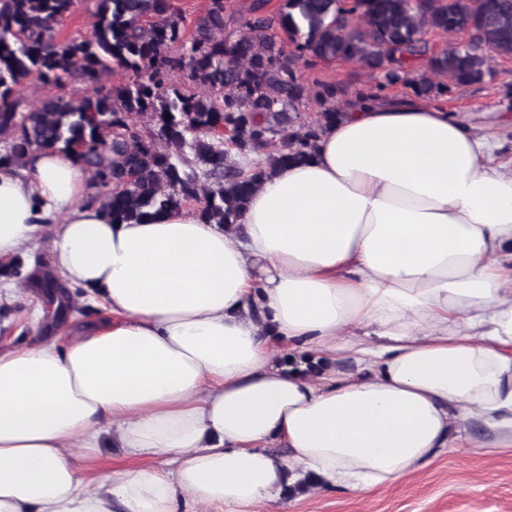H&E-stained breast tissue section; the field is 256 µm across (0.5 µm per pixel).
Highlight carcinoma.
<instances>
[{
	"label": "carcinoma",
	"mask_w": 512,
	"mask_h": 512,
	"mask_svg": "<svg viewBox=\"0 0 512 512\" xmlns=\"http://www.w3.org/2000/svg\"><path fill=\"white\" fill-rule=\"evenodd\" d=\"M267 3L241 13L209 0L189 20L174 0H95L92 32L61 39L54 24L73 0H0V168L56 148L90 173L88 201L114 221L188 203L203 223L230 226L263 178L312 156L342 106L396 85L437 101L494 78L486 51L512 56V0H282L271 13ZM466 16L477 22L469 40L426 39L458 33ZM333 61L378 82L349 97L298 75ZM117 68L128 80L112 84ZM26 81L51 95L31 107L18 93ZM309 99L312 122L300 111Z\"/></svg>",
	"instance_id": "carcinoma-1"
}]
</instances>
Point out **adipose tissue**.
Here are the masks:
<instances>
[{"mask_svg":"<svg viewBox=\"0 0 512 512\" xmlns=\"http://www.w3.org/2000/svg\"><path fill=\"white\" fill-rule=\"evenodd\" d=\"M498 149L414 96L356 106L229 227L184 207L112 222L69 152L0 170V259L50 238L112 314L0 353V512H254L301 480L393 484L471 425L473 447L512 448ZM107 446L135 467L87 475Z\"/></svg>","mask_w":512,"mask_h":512,"instance_id":"1","label":"adipose tissue"}]
</instances>
